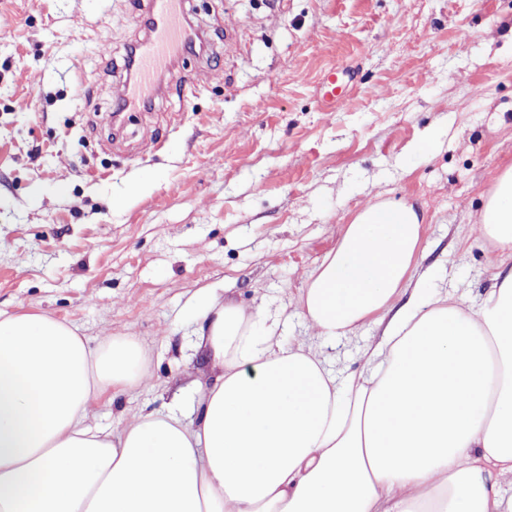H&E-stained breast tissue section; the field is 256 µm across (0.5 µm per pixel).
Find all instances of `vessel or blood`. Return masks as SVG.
Wrapping results in <instances>:
<instances>
[{
	"instance_id": "obj_1",
	"label": "vessel or blood",
	"mask_w": 512,
	"mask_h": 512,
	"mask_svg": "<svg viewBox=\"0 0 512 512\" xmlns=\"http://www.w3.org/2000/svg\"><path fill=\"white\" fill-rule=\"evenodd\" d=\"M185 0H146L150 34L134 51L133 78L120 96L125 109L146 105L157 92L159 79L192 33L181 22Z\"/></svg>"
}]
</instances>
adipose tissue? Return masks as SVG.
<instances>
[{"label":"adipose tissue","mask_w":512,"mask_h":512,"mask_svg":"<svg viewBox=\"0 0 512 512\" xmlns=\"http://www.w3.org/2000/svg\"><path fill=\"white\" fill-rule=\"evenodd\" d=\"M422 222L368 198L295 300L319 339L380 328L354 377L283 345L263 308L202 295L218 374L188 423L144 411L92 427L95 402L147 379L142 345L0 318V512H512V274L468 306L426 295ZM479 224L492 263L512 259V167Z\"/></svg>","instance_id":"obj_1"}]
</instances>
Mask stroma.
<instances>
[{"mask_svg": "<svg viewBox=\"0 0 512 512\" xmlns=\"http://www.w3.org/2000/svg\"><path fill=\"white\" fill-rule=\"evenodd\" d=\"M129 2L0 0V314L148 351V383L96 403L92 426L195 418L217 375L199 293L308 339L305 274L375 193L421 213L429 294L492 288L478 219L512 166V0H187L206 50L115 123L127 50L148 35ZM379 339L321 351L343 377Z\"/></svg>", "mask_w": 512, "mask_h": 512, "instance_id": "stroma-1", "label": "stroma"}]
</instances>
